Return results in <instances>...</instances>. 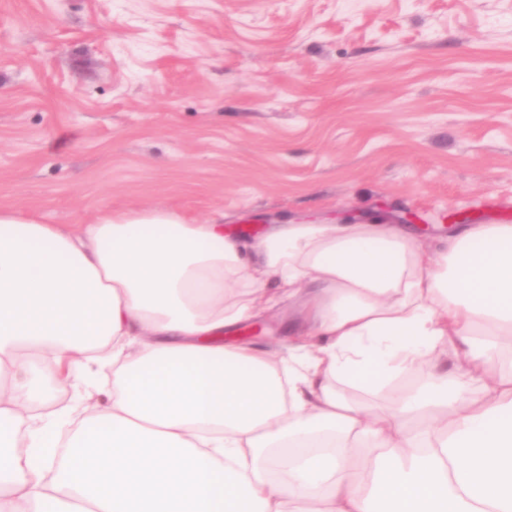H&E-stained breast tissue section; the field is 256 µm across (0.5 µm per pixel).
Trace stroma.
<instances>
[{"instance_id":"1","label":"stroma","mask_w":512,"mask_h":512,"mask_svg":"<svg viewBox=\"0 0 512 512\" xmlns=\"http://www.w3.org/2000/svg\"><path fill=\"white\" fill-rule=\"evenodd\" d=\"M0 207L512 220V0H0Z\"/></svg>"}]
</instances>
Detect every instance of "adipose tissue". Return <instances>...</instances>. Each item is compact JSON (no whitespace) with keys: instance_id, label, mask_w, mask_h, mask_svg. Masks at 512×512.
<instances>
[{"instance_id":"ef3b65f1","label":"adipose tissue","mask_w":512,"mask_h":512,"mask_svg":"<svg viewBox=\"0 0 512 512\" xmlns=\"http://www.w3.org/2000/svg\"><path fill=\"white\" fill-rule=\"evenodd\" d=\"M284 303L287 353L225 341ZM511 335L508 223L0 208V512H512ZM91 362L106 404L36 412ZM426 363L389 408L345 393Z\"/></svg>"}]
</instances>
